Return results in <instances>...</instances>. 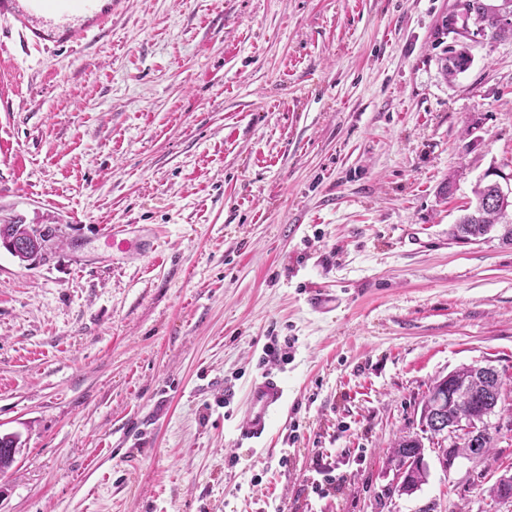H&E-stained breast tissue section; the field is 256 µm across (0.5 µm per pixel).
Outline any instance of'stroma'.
<instances>
[{
    "label": "stroma",
    "instance_id": "35a3bbf8",
    "mask_svg": "<svg viewBox=\"0 0 512 512\" xmlns=\"http://www.w3.org/2000/svg\"><path fill=\"white\" fill-rule=\"evenodd\" d=\"M456 3L115 0L75 48L0 20V209L63 232L0 247V512H512V396L488 455L426 450L410 496L389 463L434 379L512 388V245L448 237L512 174V36L438 35ZM285 399V387L279 376L265 373L250 386L243 420L239 429L242 441L261 443L267 437L272 415Z\"/></svg>",
    "mask_w": 512,
    "mask_h": 512
}]
</instances>
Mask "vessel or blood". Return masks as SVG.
<instances>
[{
	"label": "vessel or blood",
	"instance_id": "vessel-or-blood-1",
	"mask_svg": "<svg viewBox=\"0 0 512 512\" xmlns=\"http://www.w3.org/2000/svg\"><path fill=\"white\" fill-rule=\"evenodd\" d=\"M0 18L13 21L25 40L66 46L81 42L93 30L107 29L112 4L110 0H0ZM284 399L285 387L276 374L265 373L252 383L239 429L241 440L263 442Z\"/></svg>",
	"mask_w": 512,
	"mask_h": 512
}]
</instances>
